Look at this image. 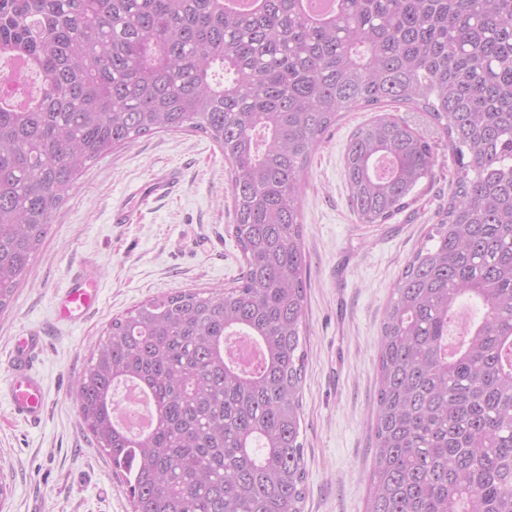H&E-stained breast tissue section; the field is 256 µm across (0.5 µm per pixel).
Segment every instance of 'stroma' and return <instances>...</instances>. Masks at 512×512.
Here are the masks:
<instances>
[{
    "mask_svg": "<svg viewBox=\"0 0 512 512\" xmlns=\"http://www.w3.org/2000/svg\"><path fill=\"white\" fill-rule=\"evenodd\" d=\"M384 113L434 138L439 164L411 207L386 224L358 223L348 204L343 159L351 133L372 120L343 113L316 152L303 190L308 289L302 388L307 467L304 512H368L374 456L377 352L384 308L408 257L447 202L455 160L425 113L399 104ZM181 168L172 196L145 199L139 186ZM127 206L128 224L111 221ZM233 220L224 154L206 136L160 132L90 163L54 214L26 278L0 314V512H132L111 460L84 427L77 381L112 319L185 288L231 286L244 259ZM93 274L99 301L85 318L60 323L56 303L74 273ZM31 332L45 345L33 370L43 380L40 424L14 418L6 357Z\"/></svg>",
    "mask_w": 512,
    "mask_h": 512,
    "instance_id": "stroma-1",
    "label": "stroma"
}]
</instances>
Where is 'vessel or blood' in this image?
I'll list each match as a JSON object with an SVG mask.
<instances>
[{
    "instance_id": "b4317fda",
    "label": "vessel or blood",
    "mask_w": 512,
    "mask_h": 512,
    "mask_svg": "<svg viewBox=\"0 0 512 512\" xmlns=\"http://www.w3.org/2000/svg\"><path fill=\"white\" fill-rule=\"evenodd\" d=\"M180 187L177 171L166 170L145 182L140 192L144 197L159 198L176 192ZM98 286L91 277L79 274L74 285L63 295L57 315L72 321L83 317L93 307ZM42 346L40 335L31 334L19 339L12 347L7 361L10 370L9 400L13 415L30 424L40 423L44 413V388L32 371Z\"/></svg>"
}]
</instances>
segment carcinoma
<instances>
[{"label":"carcinoma","mask_w":512,"mask_h":512,"mask_svg":"<svg viewBox=\"0 0 512 512\" xmlns=\"http://www.w3.org/2000/svg\"><path fill=\"white\" fill-rule=\"evenodd\" d=\"M0 0V58L36 74L0 102V312L87 164L194 131L224 152L245 270L112 319L76 405L133 512H302L306 348L302 193L342 112L409 105L456 159L448 204L408 260L381 327L369 512H512V0ZM438 155L408 125L359 126L344 178L385 224ZM249 336L260 364L225 357ZM155 400L114 424V387ZM130 395L142 400L144 402V409L141 412L140 418L137 422L130 424L126 421H121L117 419L118 422L127 429H130L135 434H142L147 432L153 421V409H152V399L151 396L137 389L136 387L131 388Z\"/></svg>","instance_id":"cac0c4a2"}]
</instances>
